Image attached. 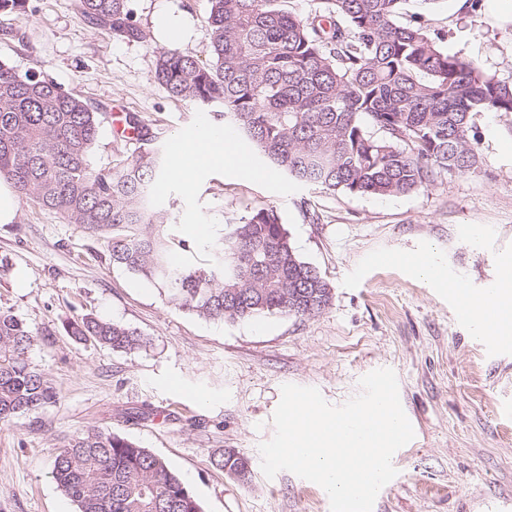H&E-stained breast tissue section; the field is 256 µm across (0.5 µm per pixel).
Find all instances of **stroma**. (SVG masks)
Here are the masks:
<instances>
[{
    "mask_svg": "<svg viewBox=\"0 0 512 512\" xmlns=\"http://www.w3.org/2000/svg\"><path fill=\"white\" fill-rule=\"evenodd\" d=\"M75 0H27L19 16L0 12V62L37 69L100 112L148 123L151 149L174 144L224 109L176 100L155 82L163 9L193 23L178 51L207 59L209 0H129L148 38L129 42L87 24ZM449 53L489 71H512V22L490 9L473 14L461 0L426 13ZM483 165L477 176L442 175L419 191L351 196L227 159L191 181L165 167L156 204L166 233L189 241L180 264L201 262L225 225L250 208L277 210L297 252L333 290L320 315H267L237 322L179 310L156 282L113 265L103 235L65 223L20 200L15 223L0 224V311L37 333L32 360L53 380L55 403L0 423V512H77L51 470L55 452L76 432L98 426L163 457L203 512H330L323 489L282 471L266 478L260 442L274 433L280 388L315 387L332 405L360 391L378 368L394 370L415 437L397 450V476L373 512H512V346L493 348L457 321L454 293L423 279L421 256L465 277L473 291L512 268V116L475 117ZM478 227L472 247L462 226ZM92 314L149 338L131 352L66 331ZM232 448L251 462L242 482L213 465Z\"/></svg>",
    "mask_w": 512,
    "mask_h": 512,
    "instance_id": "35a3bbf8",
    "label": "stroma"
}]
</instances>
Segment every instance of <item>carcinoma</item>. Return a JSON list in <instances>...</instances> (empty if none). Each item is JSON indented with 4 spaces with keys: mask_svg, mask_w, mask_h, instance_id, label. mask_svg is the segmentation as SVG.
<instances>
[{
    "mask_svg": "<svg viewBox=\"0 0 512 512\" xmlns=\"http://www.w3.org/2000/svg\"><path fill=\"white\" fill-rule=\"evenodd\" d=\"M439 0H316L300 17L283 0H209L210 59L159 51L154 79L177 100L224 107L254 148L289 178L325 192L396 196L444 173L477 174L473 117L512 115V74L450 55L423 13ZM90 24L127 41L145 39L128 0H76ZM102 123L79 95L44 75L0 63V177L18 194L106 236L112 263L159 282L179 309L219 321L316 316L332 288L304 261L276 210L258 207L227 224L203 267L174 266L187 247L163 231L156 207L163 158L142 150L119 168L91 157ZM80 341L114 350L147 346L135 329L84 315L68 325ZM37 333L0 311V422L56 398L32 362ZM244 456L213 464L240 481ZM52 476L77 512H202L160 456L97 427L72 436Z\"/></svg>",
    "mask_w": 512,
    "mask_h": 512,
    "instance_id": "obj_1",
    "label": "carcinoma"
}]
</instances>
